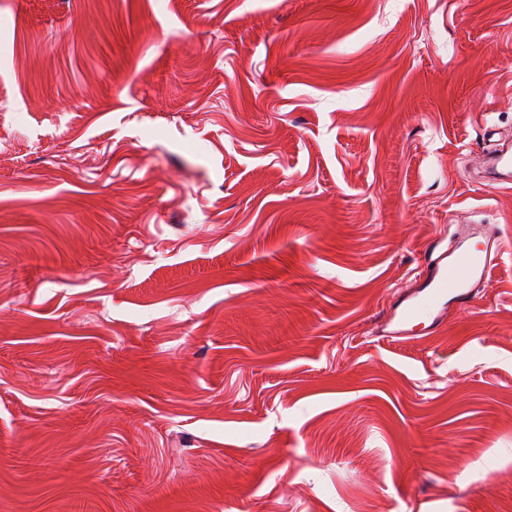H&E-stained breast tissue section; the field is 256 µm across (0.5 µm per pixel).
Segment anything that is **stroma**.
Here are the masks:
<instances>
[{
    "label": "stroma",
    "instance_id": "obj_1",
    "mask_svg": "<svg viewBox=\"0 0 512 512\" xmlns=\"http://www.w3.org/2000/svg\"><path fill=\"white\" fill-rule=\"evenodd\" d=\"M488 124L512 0H0V512H512ZM465 240L451 248L430 245L425 253L415 286L389 306L386 326L394 325L387 336L401 339L409 336L408 327L415 316L425 310L429 316V328L438 329L446 323L448 305L462 309L474 300L478 288L485 286L491 276L492 265L499 254L491 257L492 238L484 237L464 245Z\"/></svg>",
    "mask_w": 512,
    "mask_h": 512
}]
</instances>
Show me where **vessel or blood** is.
<instances>
[{
    "label": "vessel or blood",
    "mask_w": 512,
    "mask_h": 512,
    "mask_svg": "<svg viewBox=\"0 0 512 512\" xmlns=\"http://www.w3.org/2000/svg\"><path fill=\"white\" fill-rule=\"evenodd\" d=\"M495 134V128L489 127L482 136L487 143L482 159L483 178L496 186H511L512 149L498 146ZM492 245L489 238L450 248L430 245L414 288L389 307L387 322L392 326L391 337H407L410 325L420 313H427L430 328L437 329L445 324L449 306L461 309L469 306L478 288L490 280L494 263Z\"/></svg>",
    "instance_id": "b4317fda"
}]
</instances>
